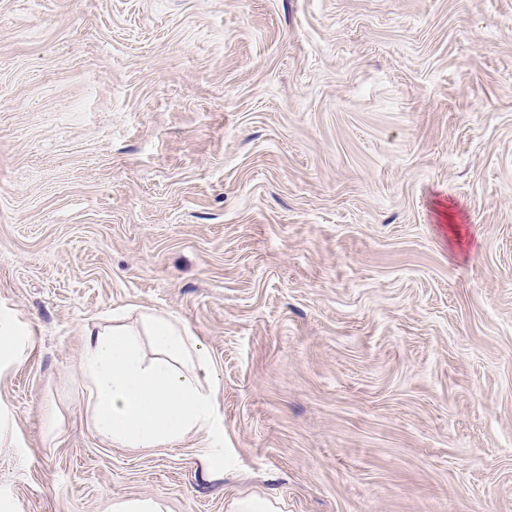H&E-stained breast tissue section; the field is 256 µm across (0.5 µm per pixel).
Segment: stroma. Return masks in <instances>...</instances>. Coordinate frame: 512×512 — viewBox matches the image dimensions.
Masks as SVG:
<instances>
[{
    "instance_id": "stroma-1",
    "label": "stroma",
    "mask_w": 512,
    "mask_h": 512,
    "mask_svg": "<svg viewBox=\"0 0 512 512\" xmlns=\"http://www.w3.org/2000/svg\"><path fill=\"white\" fill-rule=\"evenodd\" d=\"M178 317L203 438L93 431ZM0 512H512V0H0ZM79 370L96 434L121 448H160L189 436L214 435L216 376L202 344L169 314L140 312L137 325H86ZM140 336L155 349L147 360ZM202 457L215 474L224 444L214 435ZM20 331L14 319L7 314L0 315V362H11L17 358ZM285 505L279 499L253 496L234 500L227 512H283ZM113 512H164L160 501L154 498L120 499L112 503Z\"/></svg>"
}]
</instances>
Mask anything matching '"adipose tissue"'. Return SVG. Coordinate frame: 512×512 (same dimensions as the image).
I'll return each instance as SVG.
<instances>
[{
  "mask_svg": "<svg viewBox=\"0 0 512 512\" xmlns=\"http://www.w3.org/2000/svg\"><path fill=\"white\" fill-rule=\"evenodd\" d=\"M79 370L96 434L121 448H160L208 433L205 469L215 474L216 376L202 344L171 315L142 311L136 324L88 325Z\"/></svg>",
  "mask_w": 512,
  "mask_h": 512,
  "instance_id": "obj_1",
  "label": "adipose tissue"
}]
</instances>
